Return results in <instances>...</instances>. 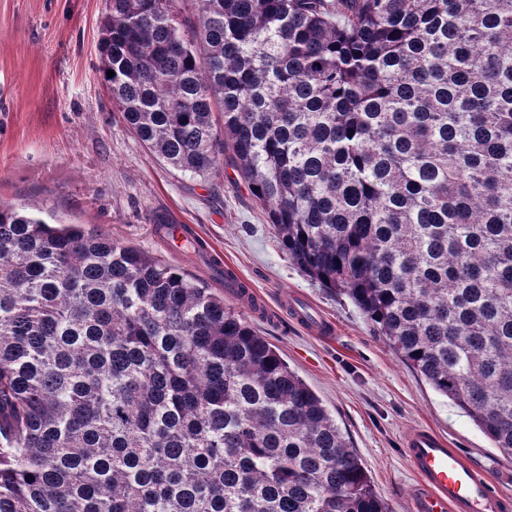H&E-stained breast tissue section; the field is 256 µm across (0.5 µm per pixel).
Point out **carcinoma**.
Instances as JSON below:
<instances>
[{"label": "carcinoma", "mask_w": 512, "mask_h": 512, "mask_svg": "<svg viewBox=\"0 0 512 512\" xmlns=\"http://www.w3.org/2000/svg\"><path fill=\"white\" fill-rule=\"evenodd\" d=\"M99 51L156 159L226 161L288 258L512 455V0H106ZM0 512L386 508L223 294L0 202Z\"/></svg>", "instance_id": "1"}]
</instances>
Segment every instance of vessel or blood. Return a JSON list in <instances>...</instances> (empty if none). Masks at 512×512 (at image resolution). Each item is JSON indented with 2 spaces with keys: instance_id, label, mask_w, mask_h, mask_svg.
Masks as SVG:
<instances>
[{
  "instance_id": "b4317fda",
  "label": "vessel or blood",
  "mask_w": 512,
  "mask_h": 512,
  "mask_svg": "<svg viewBox=\"0 0 512 512\" xmlns=\"http://www.w3.org/2000/svg\"><path fill=\"white\" fill-rule=\"evenodd\" d=\"M290 312L293 321L309 333L329 335L328 322L308 308L294 305ZM404 453L418 476L412 512H503L502 497L478 467L430 429L410 430L405 437Z\"/></svg>"
}]
</instances>
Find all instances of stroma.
Here are the masks:
<instances>
[{"label": "stroma", "instance_id": "35a3bbf8", "mask_svg": "<svg viewBox=\"0 0 512 512\" xmlns=\"http://www.w3.org/2000/svg\"><path fill=\"white\" fill-rule=\"evenodd\" d=\"M106 0H0V200L118 239L223 287L210 258L248 281L268 317L249 315L316 393L361 458L388 512H411L416 483L402 451L417 426L481 467L512 512V455L400 361L347 296L289 259L246 184L222 165L194 177L154 158L113 111L99 66ZM177 215L206 252L170 249L150 218ZM332 323L320 339L293 326L281 292Z\"/></svg>", "mask_w": 512, "mask_h": 512}]
</instances>
